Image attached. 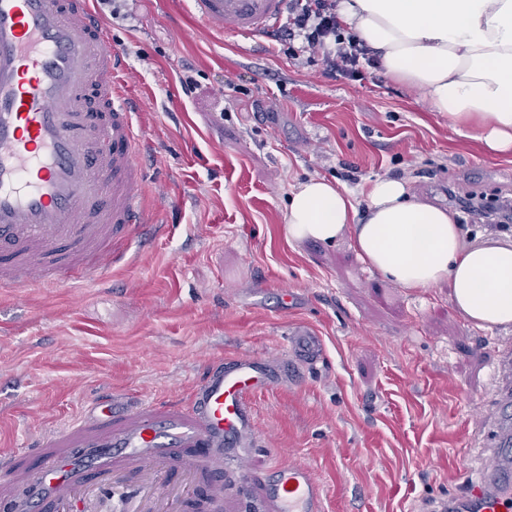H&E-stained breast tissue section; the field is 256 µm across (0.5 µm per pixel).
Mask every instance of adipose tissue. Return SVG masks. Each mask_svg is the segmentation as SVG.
<instances>
[{
  "mask_svg": "<svg viewBox=\"0 0 512 512\" xmlns=\"http://www.w3.org/2000/svg\"><path fill=\"white\" fill-rule=\"evenodd\" d=\"M336 12L385 74L423 94L486 151L512 154V0H339ZM365 210L324 178L291 193L288 243L349 237L383 277L414 290L448 284L479 328L512 326V241L469 244L448 210L415 198L404 180L367 181Z\"/></svg>",
  "mask_w": 512,
  "mask_h": 512,
  "instance_id": "ef3b65f1",
  "label": "adipose tissue"
}]
</instances>
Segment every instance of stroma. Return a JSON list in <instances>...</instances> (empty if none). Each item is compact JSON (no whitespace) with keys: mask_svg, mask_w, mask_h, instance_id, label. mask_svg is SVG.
<instances>
[{"mask_svg":"<svg viewBox=\"0 0 512 512\" xmlns=\"http://www.w3.org/2000/svg\"><path fill=\"white\" fill-rule=\"evenodd\" d=\"M92 6L141 104L148 222L107 277L0 288V454L48 441L106 394L184 399L206 359L276 352L304 322L324 341L319 369L255 403L281 461L313 467L327 512H420L455 491L479 466L476 422L512 327L472 326L447 285L399 288L348 239L288 243L284 215L312 177L356 195L401 178L448 210V187L498 203L512 199V155L488 154L381 69L326 78L272 38L203 27L191 0Z\"/></svg>","mask_w":512,"mask_h":512,"instance_id":"obj_1","label":"stroma"}]
</instances>
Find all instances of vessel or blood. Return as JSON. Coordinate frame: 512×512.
<instances>
[{
    "instance_id": "b4317fda",
    "label": "vessel or blood",
    "mask_w": 512,
    "mask_h": 512,
    "mask_svg": "<svg viewBox=\"0 0 512 512\" xmlns=\"http://www.w3.org/2000/svg\"><path fill=\"white\" fill-rule=\"evenodd\" d=\"M197 16L222 31L264 37L288 0H192ZM128 64L90 0H0V288L36 282L81 283L115 265L145 224L147 177L139 161V108L121 79ZM320 336L298 325L278 355L212 359L187 401L121 407L98 400L65 432L66 454L16 452L0 469L17 488L41 494L50 512H80L93 493L133 504V512H193L226 501L224 471L241 482L264 441L254 401L294 387L322 361ZM499 404L512 408V352L494 366ZM212 474L205 496L190 491ZM327 490L314 470L272 462L261 501L241 495L237 512H326ZM423 512H512V426L502 425L464 491L429 499Z\"/></svg>"
}]
</instances>
